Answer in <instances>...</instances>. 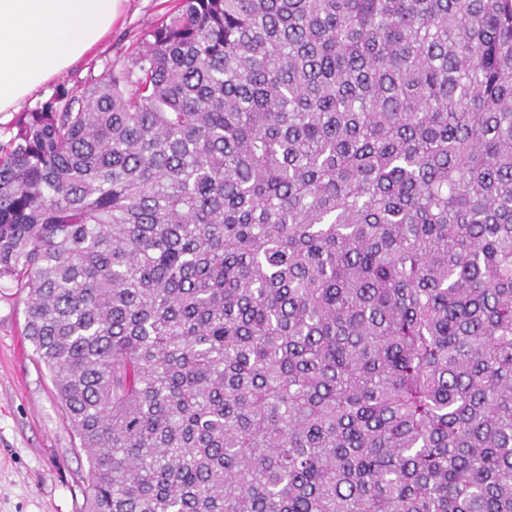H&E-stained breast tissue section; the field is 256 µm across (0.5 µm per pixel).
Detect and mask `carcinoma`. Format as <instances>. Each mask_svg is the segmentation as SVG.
Instances as JSON below:
<instances>
[{
	"instance_id": "obj_1",
	"label": "carcinoma",
	"mask_w": 512,
	"mask_h": 512,
	"mask_svg": "<svg viewBox=\"0 0 512 512\" xmlns=\"http://www.w3.org/2000/svg\"><path fill=\"white\" fill-rule=\"evenodd\" d=\"M90 512H512V0H179L0 144V280Z\"/></svg>"
}]
</instances>
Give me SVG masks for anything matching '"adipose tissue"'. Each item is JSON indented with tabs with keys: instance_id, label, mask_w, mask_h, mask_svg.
I'll use <instances>...</instances> for the list:
<instances>
[{
	"instance_id": "ef3b65f1",
	"label": "adipose tissue",
	"mask_w": 512,
	"mask_h": 512,
	"mask_svg": "<svg viewBox=\"0 0 512 512\" xmlns=\"http://www.w3.org/2000/svg\"><path fill=\"white\" fill-rule=\"evenodd\" d=\"M123 0H0V112L17 109L104 38Z\"/></svg>"
}]
</instances>
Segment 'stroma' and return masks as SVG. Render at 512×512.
<instances>
[{
  "mask_svg": "<svg viewBox=\"0 0 512 512\" xmlns=\"http://www.w3.org/2000/svg\"><path fill=\"white\" fill-rule=\"evenodd\" d=\"M174 0H126L111 33L85 57L32 93L19 112L61 87L81 88L130 59ZM19 112H0V142ZM26 293L0 281V512H88V461L69 427L52 377L22 334Z\"/></svg>",
  "mask_w": 512,
  "mask_h": 512,
  "instance_id": "stroma-1",
  "label": "stroma"
}]
</instances>
